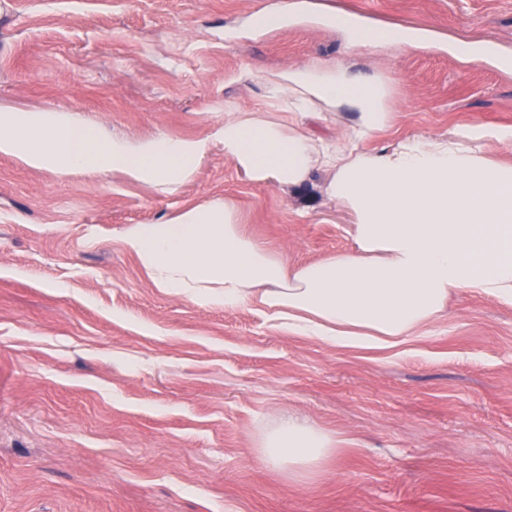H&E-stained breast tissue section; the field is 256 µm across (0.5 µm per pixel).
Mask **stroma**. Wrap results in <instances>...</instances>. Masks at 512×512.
Masks as SVG:
<instances>
[{"label": "stroma", "instance_id": "1", "mask_svg": "<svg viewBox=\"0 0 512 512\" xmlns=\"http://www.w3.org/2000/svg\"><path fill=\"white\" fill-rule=\"evenodd\" d=\"M283 5V28L252 27ZM336 14L420 44L348 45ZM336 63L391 87L367 149L512 129V0H0V109L105 138L202 136L225 101L264 108L267 72ZM300 123L342 143L354 117ZM329 180L258 185L219 144L171 192L0 155V512H512V302L459 293L420 340L341 347L169 295L116 237L229 199L249 234L316 262L353 246ZM283 412L345 447L309 478L266 468L253 435Z\"/></svg>", "mask_w": 512, "mask_h": 512}]
</instances>
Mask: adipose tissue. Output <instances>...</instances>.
<instances>
[{
  "instance_id": "ef3b65f1",
  "label": "adipose tissue",
  "mask_w": 512,
  "mask_h": 512,
  "mask_svg": "<svg viewBox=\"0 0 512 512\" xmlns=\"http://www.w3.org/2000/svg\"><path fill=\"white\" fill-rule=\"evenodd\" d=\"M266 108L224 105L204 137L102 138L40 112L0 110V154L63 173L114 169L129 180L175 190L213 143L259 185L305 183L331 173L329 197L353 217V251L305 263L247 234L231 201L202 203L158 224L118 233L149 281L213 308L252 302L272 319L338 346L391 348L414 339L463 291L512 300V165L491 160L481 130L407 137L362 150L389 127V86L358 81L338 65L266 73ZM355 113L353 136L336 146L300 130L297 113ZM259 461L289 478L313 475L344 441L322 426L280 414L254 439Z\"/></svg>"
}]
</instances>
